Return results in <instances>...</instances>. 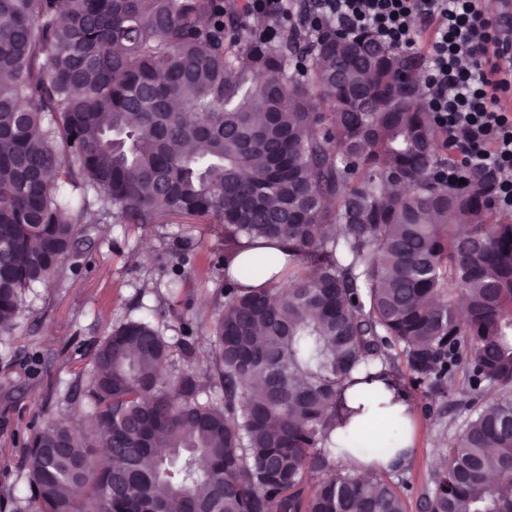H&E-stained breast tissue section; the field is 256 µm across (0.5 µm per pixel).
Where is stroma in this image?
<instances>
[{"mask_svg": "<svg viewBox=\"0 0 512 512\" xmlns=\"http://www.w3.org/2000/svg\"><path fill=\"white\" fill-rule=\"evenodd\" d=\"M182 238L191 241L186 264L179 251ZM223 248L224 235L212 224H103L93 255L66 261L62 276L38 288L31 309L17 315L12 335L0 336V359L19 360L11 373L0 371V384L9 383L13 390L11 402L0 399L1 491L24 488L20 439L38 426L47 395L72 384L87 363V346L107 336L110 325L155 306L172 268L183 266L184 277L165 324L174 329L186 316L215 318L212 292L224 272L213 259ZM393 367L407 384L416 445L406 465L385 477L397 485L407 512H424L438 461L468 419L458 404L465 377L457 375L456 389L447 397L432 399L409 385L402 359H395Z\"/></svg>", "mask_w": 512, "mask_h": 512, "instance_id": "1", "label": "stroma"}]
</instances>
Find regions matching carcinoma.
<instances>
[{
	"label": "carcinoma",
	"mask_w": 512,
	"mask_h": 512,
	"mask_svg": "<svg viewBox=\"0 0 512 512\" xmlns=\"http://www.w3.org/2000/svg\"><path fill=\"white\" fill-rule=\"evenodd\" d=\"M415 68L367 31L252 30L231 0H0V336L95 224L224 233L214 322L113 325L26 436L13 512H406L333 471L350 398L401 390L396 348L436 399L467 374L427 512H512V223L487 176L433 179Z\"/></svg>",
	"instance_id": "carcinoma-1"
}]
</instances>
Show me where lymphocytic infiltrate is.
<instances>
[{"mask_svg":"<svg viewBox=\"0 0 512 512\" xmlns=\"http://www.w3.org/2000/svg\"><path fill=\"white\" fill-rule=\"evenodd\" d=\"M508 20L485 0H319L307 31H367L390 48L418 55L417 84L445 154L438 182L458 187L477 171L492 178L491 204L512 215V42Z\"/></svg>","mask_w":512,"mask_h":512,"instance_id":"obj_1","label":"lymphocytic infiltrate"}]
</instances>
